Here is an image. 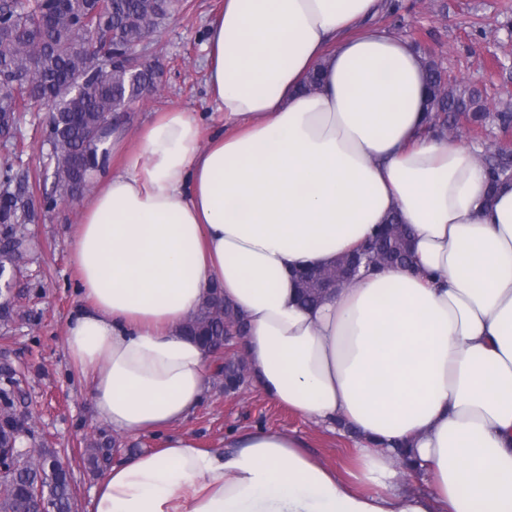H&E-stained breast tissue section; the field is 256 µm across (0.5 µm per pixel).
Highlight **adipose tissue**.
<instances>
[{
	"instance_id": "obj_1",
	"label": "adipose tissue",
	"mask_w": 512,
	"mask_h": 512,
	"mask_svg": "<svg viewBox=\"0 0 512 512\" xmlns=\"http://www.w3.org/2000/svg\"><path fill=\"white\" fill-rule=\"evenodd\" d=\"M382 5L224 0L205 45L223 127L205 139L192 113H160L143 152L98 175L70 239L83 303L65 352L100 422L163 442L113 464L90 512H512V182L489 194L477 147L424 135L421 57L374 24ZM395 212L410 267L299 304L298 270ZM215 288L248 324L257 390L359 434L355 483L287 432L214 449L176 432L208 388L183 325ZM401 440L422 491L399 484Z\"/></svg>"
}]
</instances>
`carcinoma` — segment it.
<instances>
[{
	"mask_svg": "<svg viewBox=\"0 0 512 512\" xmlns=\"http://www.w3.org/2000/svg\"><path fill=\"white\" fill-rule=\"evenodd\" d=\"M177 9V0H67L64 19L49 21L41 0L24 6L14 0H0V121L13 128L16 114L34 103L48 107V125L54 160V182L61 189L86 185L84 176L74 166L83 157L90 170L105 162L102 148L107 130L100 129L102 119L120 111L141 97L148 86L157 85L159 72L148 70L131 80L125 69L100 68L101 76L88 80L81 95L69 91L71 81L84 79L90 68L87 45L98 36L123 50L138 49L145 35L158 31ZM426 81L430 92V127L442 132L448 124V111L461 109L468 122L479 128L491 118L502 124L512 116L486 111L480 92L462 83L450 82L438 63L423 55ZM15 176L12 166L0 169V274L11 272L28 256L31 241L21 228L31 220L32 211L19 192L12 191ZM366 265L378 267L409 260L407 235L403 225L391 220L387 227L362 243L357 249ZM326 270H311L300 277L301 298L306 304L317 302L325 292L321 282ZM224 315L246 326L231 306L224 303L219 289H214L206 303L187 321L186 331L210 354L223 343ZM224 392L237 391L249 377L243 360H230L218 367ZM18 393L0 388V449H8L13 458L0 471V512H35L36 492L48 495L56 512H72L74 488L70 468L57 460L53 472L44 470L38 459L21 449L28 433L25 419L16 413ZM120 441L101 434L87 443L82 452L85 467L92 474L103 472L112 464Z\"/></svg>",
	"mask_w": 512,
	"mask_h": 512,
	"instance_id": "cac0c4a2",
	"label": "carcinoma"
}]
</instances>
